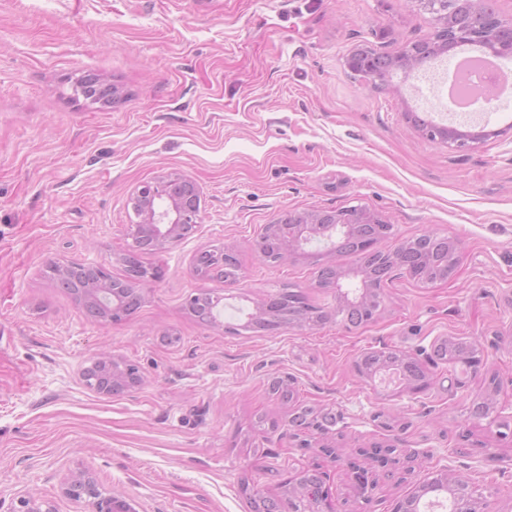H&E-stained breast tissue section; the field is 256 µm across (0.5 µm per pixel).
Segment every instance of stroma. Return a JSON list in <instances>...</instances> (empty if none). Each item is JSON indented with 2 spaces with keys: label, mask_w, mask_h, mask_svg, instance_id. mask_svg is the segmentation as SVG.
Listing matches in <instances>:
<instances>
[{
  "label": "stroma",
  "mask_w": 512,
  "mask_h": 512,
  "mask_svg": "<svg viewBox=\"0 0 512 512\" xmlns=\"http://www.w3.org/2000/svg\"><path fill=\"white\" fill-rule=\"evenodd\" d=\"M433 31L418 0H0V512L27 495L87 512L62 492L84 469L136 512H248L250 493L282 498L288 478L315 467L337 512H393L443 468L490 512H512V103L462 125L491 136L460 147L413 121H452L429 79L449 57L377 88L345 64L356 48L393 54ZM89 73L119 102L74 100ZM162 176L196 185L200 220L160 254L164 276L139 308L101 323L47 270L101 264L121 277L128 194ZM352 206L380 214L396 244L429 229L459 241L454 274L422 284L393 268L378 317L357 327L244 330L288 286L335 312V289L315 273L355 256L315 239L269 264L255 242L285 215ZM222 245L239 279L197 277L195 255ZM203 288L224 296L212 324L188 309ZM165 331L178 343L163 344ZM451 337L477 342L478 365L435 357ZM383 348L415 357L432 386L359 378L358 357ZM103 349L138 365L143 384L115 396L81 385L78 368ZM283 373L333 415L336 458L269 395ZM492 378L494 411L472 417ZM262 413L279 427L254 430ZM373 443L434 456L379 477L363 500L346 461Z\"/></svg>",
  "instance_id": "stroma-1"
}]
</instances>
